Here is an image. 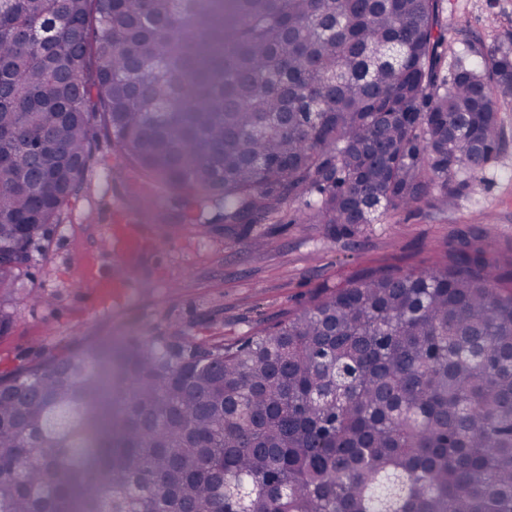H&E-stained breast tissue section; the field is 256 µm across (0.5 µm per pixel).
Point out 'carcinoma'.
<instances>
[{"mask_svg": "<svg viewBox=\"0 0 512 512\" xmlns=\"http://www.w3.org/2000/svg\"><path fill=\"white\" fill-rule=\"evenodd\" d=\"M68 18L40 50L17 30ZM443 0H0V295L102 132L190 210L354 236L504 143L512 50L448 80ZM49 142L48 179L10 167ZM482 239L231 343L97 342L0 377V512H512V286ZM349 378L339 382L343 371Z\"/></svg>", "mask_w": 512, "mask_h": 512, "instance_id": "1", "label": "carcinoma"}]
</instances>
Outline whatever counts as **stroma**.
<instances>
[{
    "instance_id": "35a3bbf8",
    "label": "stroma",
    "mask_w": 512,
    "mask_h": 512,
    "mask_svg": "<svg viewBox=\"0 0 512 512\" xmlns=\"http://www.w3.org/2000/svg\"><path fill=\"white\" fill-rule=\"evenodd\" d=\"M448 60L493 46L512 48V0H443ZM506 139L483 173L447 202L419 206L369 224L350 240L306 221L303 200L284 203L263 224L225 233L213 210L183 221L176 191L138 183L111 141L99 137L86 172L89 187L71 198L60 224L31 245L16 279L9 328L0 334V375L106 336H188L230 342L308 307L322 292L372 270L418 271L444 261L462 236H482L512 262V96L502 99ZM136 215L151 239L139 270L127 276L119 254L100 240L113 212ZM95 253L102 276L128 279L120 301L95 305L73 284Z\"/></svg>"
}]
</instances>
